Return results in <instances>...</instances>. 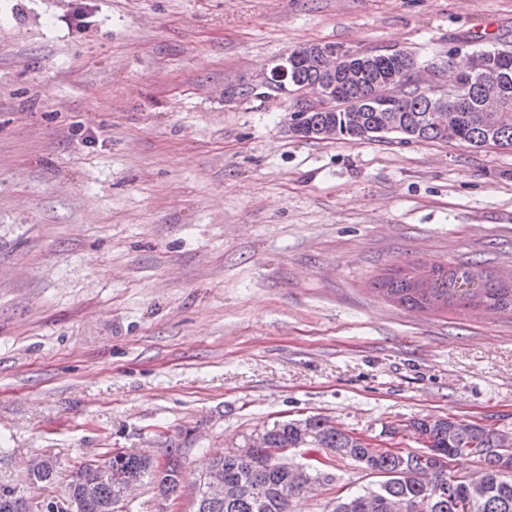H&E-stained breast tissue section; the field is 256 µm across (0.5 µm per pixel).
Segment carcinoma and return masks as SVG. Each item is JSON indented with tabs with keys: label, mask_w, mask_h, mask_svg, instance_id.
<instances>
[{
	"label": "carcinoma",
	"mask_w": 512,
	"mask_h": 512,
	"mask_svg": "<svg viewBox=\"0 0 512 512\" xmlns=\"http://www.w3.org/2000/svg\"><path fill=\"white\" fill-rule=\"evenodd\" d=\"M474 68H457L456 81L468 95L467 112L448 113V122L457 128V141L479 148L487 141L512 146V49L492 46L471 52ZM416 67L414 57L406 52L372 54L368 63L358 67L357 79L340 86L334 97L336 111L308 113L306 122L314 131L321 125H334L340 136L353 140H377L391 129L406 140L446 142L448 134L432 120L426 97L411 85L410 72ZM320 78L316 62L296 59L290 70L285 95L295 94ZM390 83L389 105L378 108L367 99L375 86ZM489 92L505 100L507 111L493 123L486 119L483 99ZM357 120H351V116ZM476 264L448 268L436 267V287L419 288L414 275L397 272L379 279V290L393 300L423 310L434 305L478 307L512 312V278L506 280L483 272L476 291L460 288ZM414 434L423 436L419 452L403 453L389 448H373L371 443L328 426L323 418L307 419L302 430L284 422L269 430L271 448H334L336 455L356 463L372 477L362 490L338 495L328 512H512V447H501L500 431L457 420L412 419L405 424ZM182 449H166L164 468L172 481L164 491L175 496L182 487ZM426 456L422 469L402 465L404 457ZM455 463L478 465L480 482H471V473L457 475L448 484V473L437 469V458ZM159 464L148 457H110L101 466L83 465L70 481L65 497L84 503L83 512H98V504L120 492L114 474L148 478L155 485ZM211 467L224 474V495L208 500L197 499L196 512H287L290 499L306 493V481L293 470L271 460L265 448L254 449L244 459L228 452L214 458ZM12 488L0 486V512H22L23 506L11 497Z\"/></svg>",
	"instance_id": "1"
}]
</instances>
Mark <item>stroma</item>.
Wrapping results in <instances>:
<instances>
[{"label":"stroma","instance_id":"35a3bbf8","mask_svg":"<svg viewBox=\"0 0 512 512\" xmlns=\"http://www.w3.org/2000/svg\"><path fill=\"white\" fill-rule=\"evenodd\" d=\"M503 38L512 0H0V485L176 444L196 512L212 457L284 421L512 431V313L374 288L512 274V148L301 139L262 85L303 44L423 67ZM335 473L292 512L369 482Z\"/></svg>","mask_w":512,"mask_h":512}]
</instances>
